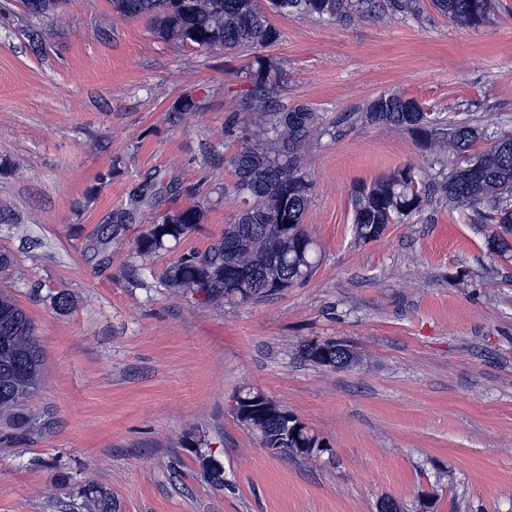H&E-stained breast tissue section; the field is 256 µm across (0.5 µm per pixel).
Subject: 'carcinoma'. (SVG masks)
<instances>
[{"mask_svg": "<svg viewBox=\"0 0 512 512\" xmlns=\"http://www.w3.org/2000/svg\"><path fill=\"white\" fill-rule=\"evenodd\" d=\"M67 0H22L29 16L57 15ZM433 8L460 27L476 28L490 18L496 0H431ZM125 19L146 18L165 41L199 50L222 48L247 52L250 87L238 106L225 118V133L237 139L229 164L234 172L232 193L238 213L225 225L222 238L203 251H190L172 261L161 273L166 288L202 294L212 303H258L308 280L317 267L313 242L303 229V218L313 183L302 166V154L315 135L336 136V122H324L307 104L283 105L277 85L269 80L271 63L261 51L281 38L258 0H112ZM281 16H307L348 25L354 19L378 12L392 17L425 20L421 0H268ZM370 125H383L414 135L425 148L435 173L418 175L413 167L397 169L351 192L353 231L357 240L371 242L390 224L419 213L432 197L474 208L477 220L492 224L490 240L498 251L512 236V136L504 135L483 150L474 148L478 130L464 121L450 123L443 113L428 114L413 98L381 94L357 113ZM181 195L195 199L153 219L134 240L127 277L143 283L144 260L169 243L190 236L203 223L207 197L197 187L176 178L152 173L129 196L128 207L116 216L112 237L136 223L154 208L157 199ZM277 267L282 286L273 287L266 266ZM248 293L239 294V280ZM41 350L32 319L11 297L0 293V417L25 425L18 411L39 384ZM236 418L265 448L297 455L299 448H319L321 443L305 424L258 390L236 398ZM211 483L224 485V467L201 457ZM77 512H112L108 493L95 490L82 496Z\"/></svg>", "mask_w": 512, "mask_h": 512, "instance_id": "obj_1", "label": "carcinoma"}]
</instances>
